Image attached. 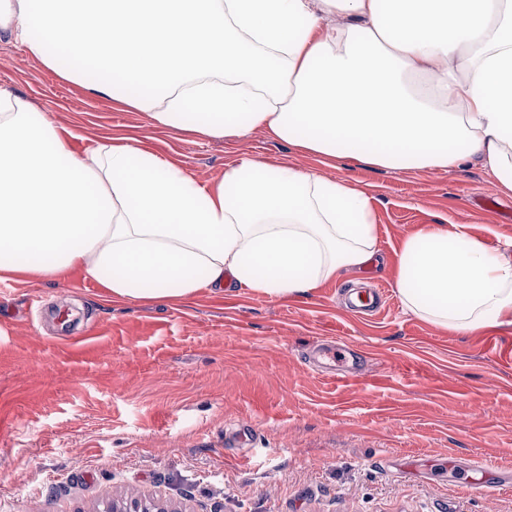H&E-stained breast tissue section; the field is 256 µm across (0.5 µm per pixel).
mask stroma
Listing matches in <instances>:
<instances>
[{
  "label": "stroma",
  "mask_w": 512,
  "mask_h": 512,
  "mask_svg": "<svg viewBox=\"0 0 512 512\" xmlns=\"http://www.w3.org/2000/svg\"><path fill=\"white\" fill-rule=\"evenodd\" d=\"M0 86L83 149L130 137L210 185L243 158L349 179L372 199L378 254L350 279L271 297L235 287L180 302L111 297L81 273L0 281V512H512V327L469 335L408 313L397 250L430 224L512 251V193L477 160L391 171L303 153L261 130L221 139L157 124L0 40ZM387 303L350 310V281ZM72 313L85 335L48 315ZM364 353L346 380L315 342ZM251 425L247 447L229 429ZM458 461L459 470L449 469ZM487 464L466 486L461 468Z\"/></svg>",
  "instance_id": "obj_1"
}]
</instances>
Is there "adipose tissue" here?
Here are the masks:
<instances>
[{"label": "adipose tissue", "mask_w": 512, "mask_h": 512, "mask_svg": "<svg viewBox=\"0 0 512 512\" xmlns=\"http://www.w3.org/2000/svg\"><path fill=\"white\" fill-rule=\"evenodd\" d=\"M0 34L98 95L204 137L261 129L394 171L480 160L512 191V0H0ZM377 251L368 195L245 159L213 185L123 137L74 150L0 87V278L78 270L128 301L228 283L306 294ZM406 311L512 326V253L433 224L406 237Z\"/></svg>", "instance_id": "obj_1"}]
</instances>
